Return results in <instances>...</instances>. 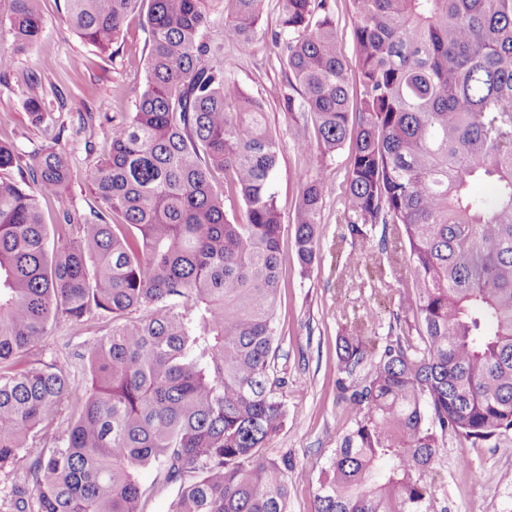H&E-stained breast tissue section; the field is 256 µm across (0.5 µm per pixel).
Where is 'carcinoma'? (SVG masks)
<instances>
[{
    "mask_svg": "<svg viewBox=\"0 0 512 512\" xmlns=\"http://www.w3.org/2000/svg\"><path fill=\"white\" fill-rule=\"evenodd\" d=\"M209 2L66 0L104 52L147 8L146 87L136 111L109 120V153L88 176L101 209L44 223L39 201L69 191L70 152L56 143L23 164L0 143V472L30 461L6 512H141L149 466L179 483L171 512H286L295 465L263 455L287 416L285 381L271 377L280 143L206 39ZM224 2V39L247 52L264 0ZM279 2L283 106L313 116L321 156L354 144L349 262L391 224L413 275L399 334L377 356L362 331L339 338L340 371L371 368L336 379L354 426L315 512H429L440 439L498 446L512 431V0H351L353 105L328 0ZM10 4L14 49L33 46L41 0ZM217 173L245 223L228 218ZM297 180L305 273L326 185ZM62 318L99 332L80 353L85 386L55 359L18 369Z\"/></svg>",
    "mask_w": 512,
    "mask_h": 512,
    "instance_id": "1",
    "label": "carcinoma"
}]
</instances>
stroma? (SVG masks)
Here are the masks:
<instances>
[{"mask_svg": "<svg viewBox=\"0 0 512 512\" xmlns=\"http://www.w3.org/2000/svg\"><path fill=\"white\" fill-rule=\"evenodd\" d=\"M43 30L39 42L16 53L10 72L0 77V140L11 143L23 159L67 140L73 160L70 195L83 209L98 207L86 174L108 152L104 114L135 111L148 73L150 32L143 12L130 15L123 32L108 51H100L71 27L64 0H42ZM277 0H265L257 34L249 52L224 44V62L231 77L248 93L266 103L267 119L280 141L279 163L272 176L282 222V281L275 327L278 339L274 374L282 378L287 418L273 439L268 456L292 457L305 475L289 479L288 512H313L314 493L335 448L353 427L349 403L337 390L336 342L367 320L369 335L379 344L395 340L396 315L402 294L412 281L403 249L383 227L372 231L377 256L353 266L345 240L351 146L320 157L312 116L293 120L284 109L286 83L283 59L272 41L278 28ZM40 99L42 121L31 116L27 102ZM94 113L79 125L77 116ZM318 174L328 185L321 211L317 258L310 272L301 273L294 237L288 226L299 198L298 172ZM67 322L32 350L29 360L70 353L76 380L84 371L74 351L89 339ZM435 467L441 477L430 512H512V450L485 444L471 446L455 435L441 442Z\"/></svg>", "mask_w": 512, "mask_h": 512, "instance_id": "1", "label": "stroma"}]
</instances>
